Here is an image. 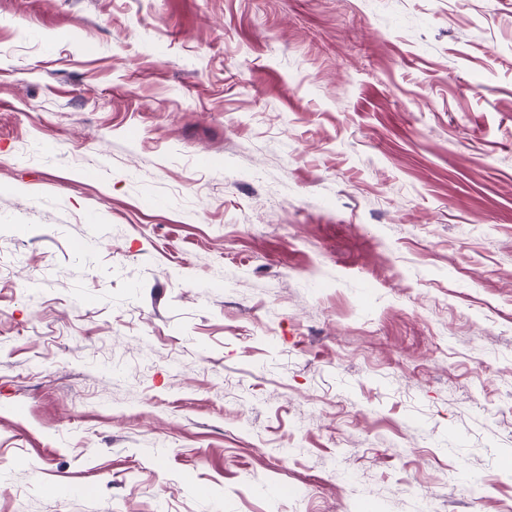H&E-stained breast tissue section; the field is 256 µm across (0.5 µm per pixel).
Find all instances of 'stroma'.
Returning <instances> with one entry per match:
<instances>
[{
	"instance_id": "35a3bbf8",
	"label": "stroma",
	"mask_w": 512,
	"mask_h": 512,
	"mask_svg": "<svg viewBox=\"0 0 512 512\" xmlns=\"http://www.w3.org/2000/svg\"><path fill=\"white\" fill-rule=\"evenodd\" d=\"M366 502L512 512V0H0V512Z\"/></svg>"
}]
</instances>
